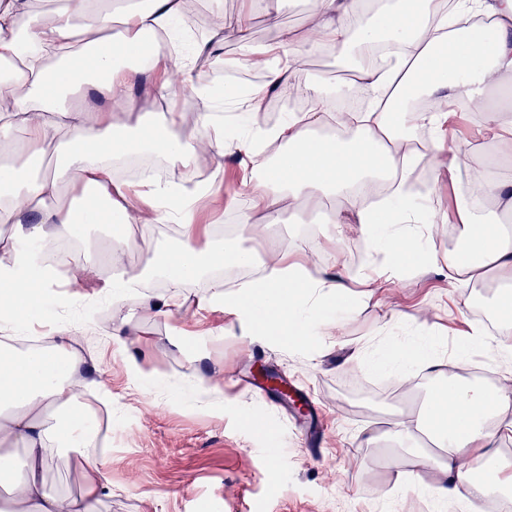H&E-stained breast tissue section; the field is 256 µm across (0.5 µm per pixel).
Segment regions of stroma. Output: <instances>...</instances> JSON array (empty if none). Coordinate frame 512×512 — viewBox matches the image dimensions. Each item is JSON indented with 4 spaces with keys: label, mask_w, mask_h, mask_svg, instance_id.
<instances>
[{
    "label": "stroma",
    "mask_w": 512,
    "mask_h": 512,
    "mask_svg": "<svg viewBox=\"0 0 512 512\" xmlns=\"http://www.w3.org/2000/svg\"><path fill=\"white\" fill-rule=\"evenodd\" d=\"M208 9L216 26L222 15L248 10L253 39L268 45L281 31L304 27L311 0H210ZM307 66L306 81L322 82L334 96L352 85L347 57L312 58ZM212 159L196 176L221 181L243 198L252 155L227 138ZM264 245L291 262L311 252L317 269H350L353 281L337 310L343 320L338 336H314L298 349L285 341L241 338L232 314L197 308L206 291L202 280L187 285L181 308L168 320L146 314L133 296L102 303L112 323L131 320L133 352L163 377L161 387L142 392L116 347L85 340L80 310H70L83 352L112 395L106 458L115 493L102 512H435L432 498L413 490L409 468L389 463L391 448L361 445L364 432L383 433L392 413L420 402L431 380L393 394L383 388L386 370L357 363L424 338L453 350L454 335L475 324V298L490 293L494 282L459 283L445 260L444 233L429 245L434 261L405 269L385 293L364 279L382 258L369 251L362 233L334 239L311 215L286 213L268 227ZM262 367L296 379L312 394L323 413L321 448H309L296 429L307 417L305 408L284 413L243 387ZM198 377L216 384L222 400L197 402L192 382Z\"/></svg>",
    "instance_id": "35a3bbf8"
}]
</instances>
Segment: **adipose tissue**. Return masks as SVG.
I'll return each instance as SVG.
<instances>
[{"label":"adipose tissue","mask_w":512,"mask_h":512,"mask_svg":"<svg viewBox=\"0 0 512 512\" xmlns=\"http://www.w3.org/2000/svg\"><path fill=\"white\" fill-rule=\"evenodd\" d=\"M191 0H137L124 11L125 33L107 36L110 15L94 0H67L44 12L33 0H0V59L13 68L0 77V154L26 162L0 165V329L28 327L43 304L69 308L103 297L115 301L140 293L154 273H162L165 292L146 298L145 311L168 319L185 285L203 279L207 290L198 308L224 307L235 315L243 335L287 340L301 346L312 336L337 335L339 319H312L314 310L339 305L350 279L346 273L325 278L310 273L311 258L290 263L265 258L256 250L231 247L212 237L201 223V208L222 186L208 180L190 193L179 184L146 183L131 191L116 176L133 155L165 157L184 166L218 148L224 115L199 113L194 126L171 112L158 124L119 122L114 109L133 100L135 88L150 84L170 96L184 91L209 94L194 57L156 50L149 63L139 60L142 35L166 34L177 40L175 21ZM302 34L284 35L274 46L254 44L250 17H225L239 34L243 62L262 70L255 89L266 95L290 82L307 56L319 49L361 55L365 46L394 47L382 65L360 68L359 79L372 90L367 111L342 115L319 82L298 86L310 101L304 112H289L276 125L259 123L256 113H234L232 122L246 135L255 174L237 221L253 237H263L284 212H323L324 200L336 209L323 213L332 235L355 221L383 254L373 279L384 292L403 264L430 259L429 239L447 222L462 225L472 252L461 259L449 252V270L466 282L495 273L512 282V235L497 233L499 209L512 210V166L490 169L482 163L461 166L455 152L426 140L425 130L448 119L444 112L410 111L401 96L411 87L426 98L456 103L468 100L483 117V128L504 154L512 153V111L489 108L488 90L512 84V0H314ZM95 13L100 33L91 37L78 16ZM90 86L100 106L73 102L77 87ZM54 149L55 161L43 157ZM434 164L435 180L454 188L450 211L436 208L429 191L413 178L422 160ZM70 204H62L63 196ZM122 222L125 232L111 236L108 260L117 275L100 280L77 296L69 285L96 275L95 252L84 264L54 276L42 260L59 241L82 237L86 228ZM156 224L178 227L177 246L161 256L141 231ZM139 265H125L131 252ZM260 268V276L228 292L221 269ZM484 334L460 338L453 356L426 339L389 351L382 359L400 385L413 382L415 370L438 382L422 413L393 415L384 435H368L366 446L388 440L405 449V462L425 473L420 488L444 508L491 493L512 491V471L489 467L500 438L512 433L503 411L512 402V379L494 389L458 378L455 370L472 352L485 348ZM102 383L77 351L66 318H58L42 347L19 348L0 341V449L13 478L0 485V512H100L113 494L102 441L91 425V397ZM79 489L53 488L46 477L59 462Z\"/></svg>","instance_id":"ef3b65f1"}]
</instances>
